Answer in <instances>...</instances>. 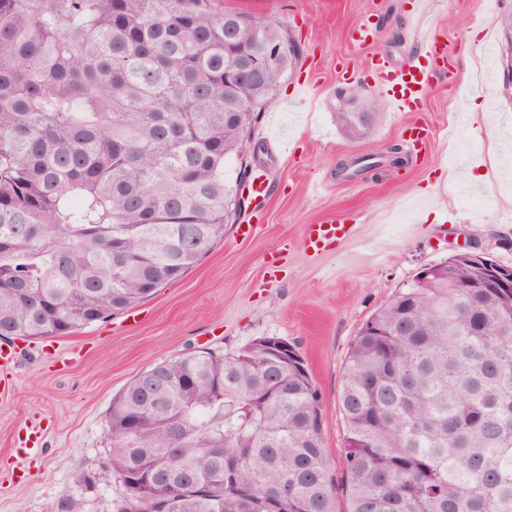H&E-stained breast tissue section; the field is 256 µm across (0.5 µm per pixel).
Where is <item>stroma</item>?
Here are the masks:
<instances>
[{"mask_svg":"<svg viewBox=\"0 0 512 512\" xmlns=\"http://www.w3.org/2000/svg\"><path fill=\"white\" fill-rule=\"evenodd\" d=\"M225 9L283 23L301 54L254 131V167L270 173L263 206L245 203L237 223L177 282L139 304L136 321L116 315L70 335L16 341L17 366L0 373V512H116L105 416L113 395L138 373L187 350L232 354L260 336H279L303 358L321 395L323 444L335 476L343 474L345 428L337 397L343 366L362 323L426 265L470 244L512 266V187L500 170L472 184L470 168L505 145L512 164V101L503 67L476 81L479 56L501 39V0H223ZM373 38L354 45L363 20ZM448 48L418 112L392 111L368 77V62L415 63L428 28ZM361 86L382 114L368 139L353 141L333 114L339 96ZM434 130L426 143L414 121ZM373 156L351 177L338 163ZM349 225V237L314 251L306 225ZM256 225L243 237L239 225ZM42 450L18 463L24 425Z\"/></svg>","mask_w":512,"mask_h":512,"instance_id":"stroma-1","label":"stroma"}]
</instances>
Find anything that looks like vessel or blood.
Instances as JSON below:
<instances>
[{"mask_svg": "<svg viewBox=\"0 0 512 512\" xmlns=\"http://www.w3.org/2000/svg\"><path fill=\"white\" fill-rule=\"evenodd\" d=\"M422 55L424 64H408L401 67L390 66L386 61L374 60L370 68L374 73L373 85L387 97L391 108L396 112H411L420 105L430 85L431 75L426 65L430 62L446 61L447 52L444 44L436 36H428L424 42ZM348 228L327 220L318 224L308 225L304 244L312 249H320L346 237Z\"/></svg>", "mask_w": 512, "mask_h": 512, "instance_id": "b4317fda", "label": "vessel or blood"}]
</instances>
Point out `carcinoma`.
<instances>
[{"instance_id":"obj_1","label":"carcinoma","mask_w":512,"mask_h":512,"mask_svg":"<svg viewBox=\"0 0 512 512\" xmlns=\"http://www.w3.org/2000/svg\"><path fill=\"white\" fill-rule=\"evenodd\" d=\"M214 2L0 0L1 339L133 308L241 213L253 130L300 50L251 76L245 58L288 29ZM437 267L451 281L408 283L348 353L345 512H512V294L473 293V261ZM322 425L301 359L162 360L106 414L117 512H334Z\"/></svg>"}]
</instances>
